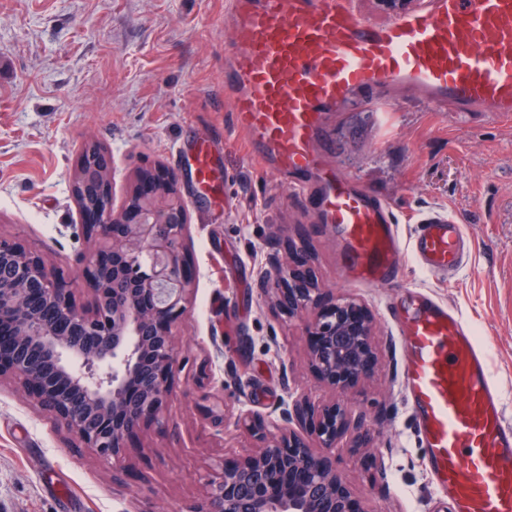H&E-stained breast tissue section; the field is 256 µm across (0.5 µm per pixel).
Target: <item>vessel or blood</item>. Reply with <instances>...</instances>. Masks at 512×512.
Instances as JSON below:
<instances>
[{
	"label": "vessel or blood",
	"instance_id": "vessel-or-blood-1",
	"mask_svg": "<svg viewBox=\"0 0 512 512\" xmlns=\"http://www.w3.org/2000/svg\"><path fill=\"white\" fill-rule=\"evenodd\" d=\"M230 17L224 90L248 157L279 175L314 172L346 278L390 285L403 252L390 209L318 151L325 116L352 94L377 105L381 90L403 86L436 112L512 116V0H419L380 22L360 16L356 0H231ZM187 159L206 185V147ZM464 245L460 225L435 216L419 224L412 252L445 275L460 267ZM401 339L436 483L452 491L456 512H512V419L485 352L457 311L422 292L404 308Z\"/></svg>",
	"mask_w": 512,
	"mask_h": 512
}]
</instances>
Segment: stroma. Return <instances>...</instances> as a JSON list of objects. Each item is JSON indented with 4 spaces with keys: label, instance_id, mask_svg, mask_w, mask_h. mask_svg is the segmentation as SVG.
Returning <instances> with one entry per match:
<instances>
[{
    "label": "stroma",
    "instance_id": "1",
    "mask_svg": "<svg viewBox=\"0 0 512 512\" xmlns=\"http://www.w3.org/2000/svg\"><path fill=\"white\" fill-rule=\"evenodd\" d=\"M226 9L227 0H0V235L24 241L87 298L77 257L93 243L71 182L84 146L97 143L110 156L114 205L140 168L177 173L194 286L169 423L129 437L121 482L111 460L69 448L64 429L0 379V512H186L205 475L255 445L234 422L216 431L204 394L262 414L302 393L328 399L306 365L305 322L257 295L273 252L312 267L322 305L342 294L364 302L386 343L381 369L350 396L381 447L336 455L357 498L369 512H455L409 406L391 289L345 281L316 198L252 163L232 131ZM388 97L386 111L356 103L327 115L329 160L386 200L402 241L427 217L459 222L469 244L461 269L433 275L408 254L399 284L461 314L512 418V118L433 112L410 88ZM199 141L216 168L206 187L184 160Z\"/></svg>",
    "mask_w": 512,
    "mask_h": 512
}]
</instances>
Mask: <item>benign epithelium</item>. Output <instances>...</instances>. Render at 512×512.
I'll return each mask as SVG.
<instances>
[{
  "label": "benign epithelium",
  "mask_w": 512,
  "mask_h": 512,
  "mask_svg": "<svg viewBox=\"0 0 512 512\" xmlns=\"http://www.w3.org/2000/svg\"><path fill=\"white\" fill-rule=\"evenodd\" d=\"M72 194L96 241L78 259L90 301L77 300L37 251L0 236V378L28 392L65 429L70 447L111 457L117 478L127 438L161 420L187 362L175 336L192 295L188 210L176 175L159 181L147 171L114 207L103 149L78 160ZM267 264L275 279L258 278V295L306 321L308 366L333 398L315 404L298 396L267 419L235 415L224 400L205 396L213 427L233 416L258 445L208 478L202 501L186 512H369L332 454L377 447L367 416L348 403L380 364L374 318L352 296L320 308L311 268L294 269L274 253Z\"/></svg>",
  "instance_id": "obj_1"
}]
</instances>
